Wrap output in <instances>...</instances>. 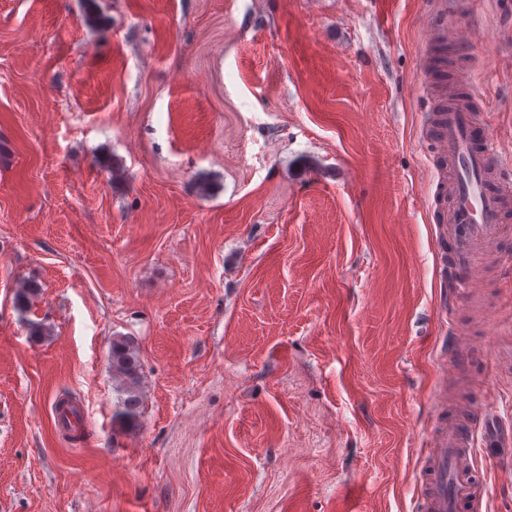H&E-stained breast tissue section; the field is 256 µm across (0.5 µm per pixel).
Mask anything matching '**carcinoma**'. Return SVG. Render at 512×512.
I'll return each instance as SVG.
<instances>
[{"instance_id":"obj_1","label":"carcinoma","mask_w":512,"mask_h":512,"mask_svg":"<svg viewBox=\"0 0 512 512\" xmlns=\"http://www.w3.org/2000/svg\"><path fill=\"white\" fill-rule=\"evenodd\" d=\"M39 291L40 286L36 281H25L15 294V308L22 314L27 312ZM109 364L112 379L118 384V401L114 417L125 425L131 424L139 416L142 404L141 363L137 345L132 337L122 335L112 337Z\"/></svg>"}]
</instances>
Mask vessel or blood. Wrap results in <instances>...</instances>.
<instances>
[{"label":"vessel or blood","mask_w":512,"mask_h":512,"mask_svg":"<svg viewBox=\"0 0 512 512\" xmlns=\"http://www.w3.org/2000/svg\"><path fill=\"white\" fill-rule=\"evenodd\" d=\"M421 27L427 44L446 33L461 45L496 43L492 30L479 31L464 22L449 28L426 19ZM482 127V115L471 100L453 96L429 110L422 123L432 147L427 205L448 242V288L457 306L487 288L488 262L512 207V183L499 176L506 160ZM470 448L469 428L457 423L433 436L416 512H460L475 499L480 480L470 463Z\"/></svg>","instance_id":"b4317fda"}]
</instances>
